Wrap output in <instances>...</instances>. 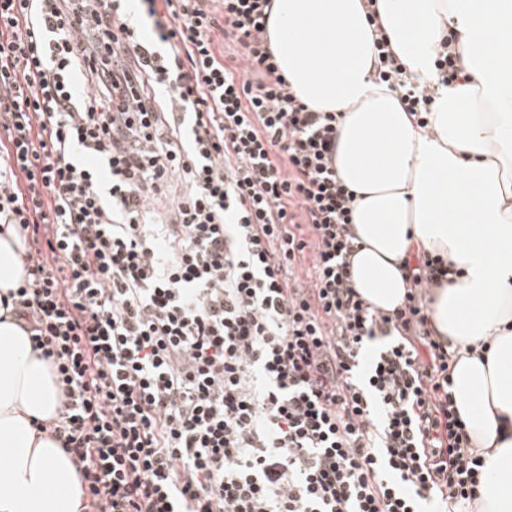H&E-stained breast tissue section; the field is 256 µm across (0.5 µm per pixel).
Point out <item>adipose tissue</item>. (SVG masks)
I'll list each match as a JSON object with an SVG mask.
<instances>
[{
	"label": "adipose tissue",
	"mask_w": 512,
	"mask_h": 512,
	"mask_svg": "<svg viewBox=\"0 0 512 512\" xmlns=\"http://www.w3.org/2000/svg\"><path fill=\"white\" fill-rule=\"evenodd\" d=\"M270 48L303 101L344 118L336 171L356 195L353 285L383 311L401 305L419 246L452 262L432 323L456 364L451 391L485 481L479 512H512V0H376L409 78L437 85L427 127L376 83L365 0H270ZM453 36L463 81L438 85L435 48ZM24 252L0 234V295ZM57 389L26 334L0 319V512H83L78 474L36 429Z\"/></svg>",
	"instance_id": "ef3b65f1"
}]
</instances>
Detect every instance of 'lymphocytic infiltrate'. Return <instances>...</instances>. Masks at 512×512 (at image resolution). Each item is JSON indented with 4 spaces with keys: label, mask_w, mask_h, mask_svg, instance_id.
Listing matches in <instances>:
<instances>
[{
    "label": "lymphocytic infiltrate",
    "mask_w": 512,
    "mask_h": 512,
    "mask_svg": "<svg viewBox=\"0 0 512 512\" xmlns=\"http://www.w3.org/2000/svg\"><path fill=\"white\" fill-rule=\"evenodd\" d=\"M139 2L0 0L12 312L84 512H472L483 458L431 323L451 263L414 252L389 313L354 288L341 115L281 73L270 0ZM374 46L425 126L433 88ZM24 245L10 227L5 236L0 234V295L9 296V290L18 288L24 275Z\"/></svg>",
    "instance_id": "lymphocytic-infiltrate-1"
}]
</instances>
